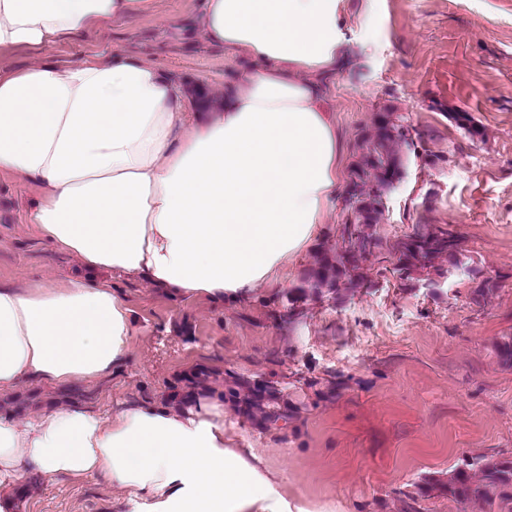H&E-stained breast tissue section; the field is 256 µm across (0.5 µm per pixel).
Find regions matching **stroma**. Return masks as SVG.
Wrapping results in <instances>:
<instances>
[{"mask_svg":"<svg viewBox=\"0 0 512 512\" xmlns=\"http://www.w3.org/2000/svg\"><path fill=\"white\" fill-rule=\"evenodd\" d=\"M194 8L149 0L15 61L131 55L220 97L224 49L206 40ZM345 31L362 52L329 82L326 106L346 167L373 112L391 108L409 125L406 173L376 230L393 239L445 225L460 241L456 256L404 280L391 263L373 264L369 284L341 298L298 295L320 249L341 245L339 198L285 283L251 302H181L117 280L135 319L128 361L83 387L80 403L108 415L135 398H167L194 366L215 367L225 396H257L249 410L225 404L226 433L259 437L284 463L289 495L335 512H408L411 494L415 512H486L449 500L445 485L460 460L512 456V363L497 351L512 338V0H350ZM455 112L469 114L472 130L455 124ZM37 197L34 184L0 177L1 283L57 285L80 266L27 223ZM484 286V306L472 304ZM124 498L100 476H43L18 512H120Z\"/></svg>","mask_w":512,"mask_h":512,"instance_id":"stroma-1","label":"stroma"}]
</instances>
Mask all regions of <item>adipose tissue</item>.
<instances>
[{
	"label": "adipose tissue",
	"mask_w": 512,
	"mask_h": 512,
	"mask_svg": "<svg viewBox=\"0 0 512 512\" xmlns=\"http://www.w3.org/2000/svg\"><path fill=\"white\" fill-rule=\"evenodd\" d=\"M135 0H0V59L123 17ZM348 0H202L199 25L229 60L203 109L151 63L92 54L68 65L0 66V174L33 183L27 213L76 255L84 278L0 283V396L118 372L134 336L105 274L168 297L219 304L281 284L319 235L344 167L322 78L347 68ZM101 474L124 512H317L290 504L267 449L224 433L208 393L144 398L103 417L50 404L0 416V512L22 474Z\"/></svg>",
	"instance_id": "obj_1"
}]
</instances>
